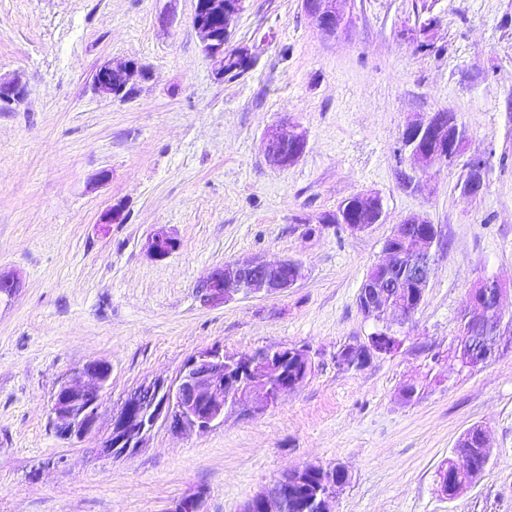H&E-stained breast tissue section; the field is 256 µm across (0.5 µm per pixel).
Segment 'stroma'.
<instances>
[{"label": "stroma", "instance_id": "1", "mask_svg": "<svg viewBox=\"0 0 512 512\" xmlns=\"http://www.w3.org/2000/svg\"><path fill=\"white\" fill-rule=\"evenodd\" d=\"M195 7L0 0V76L23 88L0 102V272L22 281L0 305V512H170L196 492L205 512H242L310 464L349 470L334 512H512V330L486 365L455 360L480 279L502 283L512 318V0H345L332 36L302 0H245L226 47L254 63L221 80ZM107 62L137 66L130 97L96 91ZM443 110L467 130L464 158L487 162L477 198L460 193L462 161L424 175L403 146L407 124ZM293 122L306 151L273 167L265 137ZM366 193L383 223H323ZM114 206L123 223H102ZM415 213L440 243L404 344L339 368L337 352L375 330L359 289ZM161 228L179 246L158 260L146 243ZM257 257L300 261L306 276L276 297L200 302L215 268ZM213 345L303 348L313 372L273 406L203 432L158 425L115 459L101 437L56 436L51 400L71 370L111 363L105 427L132 389ZM476 426L490 461L448 499L437 471Z\"/></svg>", "mask_w": 512, "mask_h": 512}]
</instances>
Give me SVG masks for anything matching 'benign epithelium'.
Here are the masks:
<instances>
[{"label": "benign epithelium", "mask_w": 512, "mask_h": 512, "mask_svg": "<svg viewBox=\"0 0 512 512\" xmlns=\"http://www.w3.org/2000/svg\"><path fill=\"white\" fill-rule=\"evenodd\" d=\"M305 11L323 33L333 35L345 26L341 0H302ZM240 13L239 3L227 6L221 0H197L193 27L202 52L216 64V76L224 78L230 61L224 54V42ZM132 66H114L105 63L94 76L98 93L119 96L127 89ZM403 140L418 170L427 174L457 157L463 141L459 132L448 123L441 112L408 125ZM307 139L299 127L282 132L272 130L265 141V155L270 165L286 168L305 152ZM470 178L463 196L477 197L483 189L486 164L483 158L468 161ZM429 220L420 214L407 216L399 224L391 241L400 242L412 250L419 261L411 270L415 290L407 293L392 283H382L373 291L361 293V311L367 319L392 315L399 326L412 322L421 299L417 288L428 278L432 249L436 238L424 228ZM176 239L160 231L148 241V250L156 258L168 256L176 247ZM305 276L301 262L292 259L261 257L246 264H226L215 269L199 288L201 301L217 304L243 294L264 292L280 295L294 287ZM492 309L501 310L504 289L497 280L479 284ZM21 288L18 278L0 272V301L14 298ZM404 338L387 326L368 337L365 343L350 345L336 355L340 366L350 356L368 351L378 356H391L402 347ZM461 365L475 368L493 360L500 351L498 337L481 344L476 336H464L457 341ZM311 361L307 351L295 347H266L251 352L228 353L220 346L202 349L190 356L178 375L172 379L157 378L132 390L119 411L112 413L107 435L100 455L118 458L137 452L146 436L160 423L172 430H207L224 424V416L232 411L252 412L278 402L282 395L299 389L302 380L288 381L283 368L288 360ZM112 365L106 360H95L74 371L55 392L51 421L57 436L68 442H81L96 436L100 430L99 391L110 379ZM309 466L296 468L276 481L271 487L253 496L243 512H330V504L347 480L331 475L322 490L305 497L304 472ZM169 512H204V498L200 493L187 495L177 501Z\"/></svg>", "instance_id": "1"}]
</instances>
